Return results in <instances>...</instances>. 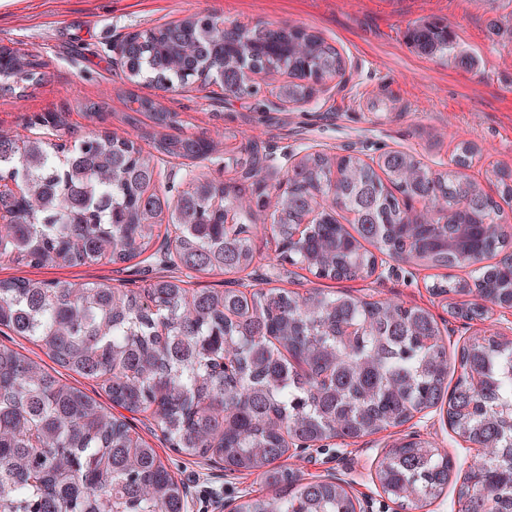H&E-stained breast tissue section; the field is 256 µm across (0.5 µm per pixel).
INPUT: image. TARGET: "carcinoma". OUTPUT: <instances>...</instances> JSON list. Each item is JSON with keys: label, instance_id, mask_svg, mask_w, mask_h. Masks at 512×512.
I'll return each mask as SVG.
<instances>
[{"label": "carcinoma", "instance_id": "obj_1", "mask_svg": "<svg viewBox=\"0 0 512 512\" xmlns=\"http://www.w3.org/2000/svg\"><path fill=\"white\" fill-rule=\"evenodd\" d=\"M415 51L448 54V23L422 21L407 31ZM121 65L137 78L147 68L186 85L204 71L224 93L251 97L248 73L284 72L278 97L299 103L314 86L343 76L338 51L304 28L255 29L212 15L127 34ZM32 54L0 46V78L37 81ZM127 124L148 112L166 126L174 116L147 98L131 99ZM164 156L195 160L214 151L205 138L155 141ZM481 154L459 142L446 170L404 151H386L372 167L354 154L308 153L288 167V193H272L266 155L255 141L236 166L252 181L199 179L171 209L170 268L236 275L255 261L254 238L269 230L282 261L318 278L356 279L381 253L432 267L469 268L481 299L457 315L481 316L486 304L512 299V258L484 261L507 245L501 203H512V172L496 171L498 197L466 171ZM0 176L24 182L21 197L0 198V261L16 266L124 263L146 252L155 218L169 201L153 191L160 171L129 136L90 133L67 147L65 165L20 131L0 134ZM423 202L420 211L409 209ZM273 207L270 225L256 215ZM315 223L298 241L295 225ZM354 215V232L337 212ZM160 276L136 289L25 277L0 279V329L37 346L57 366L97 382L112 404L151 412L165 441L190 457H216L231 471L258 473L269 493L249 496L239 512H354L353 496L329 481L298 483L281 463L286 439L316 445L396 426L448 400L468 440L490 449L464 478L466 512H512V436L501 421L512 409V346L476 337L460 355L448 390V359L433 315L421 307L367 301L316 289H192ZM482 376L476 386L467 372ZM452 464L427 441L390 450L380 465L384 493L402 509L440 495ZM0 512H186L183 490L157 450L54 368L0 346Z\"/></svg>", "mask_w": 512, "mask_h": 512}]
</instances>
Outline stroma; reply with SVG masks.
<instances>
[{"label": "stroma", "instance_id": "35a3bbf8", "mask_svg": "<svg viewBox=\"0 0 512 512\" xmlns=\"http://www.w3.org/2000/svg\"><path fill=\"white\" fill-rule=\"evenodd\" d=\"M208 13L249 27L310 29L340 52L345 74L297 105L277 97L287 80L282 73L256 76L260 93L243 99L225 95L215 84L167 89L149 74L127 78L116 53L126 33ZM431 19L447 21L454 31L452 55L428 58L408 43V28ZM1 44L38 54L42 79L24 89L0 82V134L47 132L52 142L69 145L93 130L123 136L130 131L122 120L128 100L140 96L175 113L174 134L213 141L210 158L159 161L156 188L171 200L196 177L238 182L236 160L249 139L270 154L271 186L283 181L290 156L315 150L354 152L367 160L401 150L437 170L448 163L456 144L467 140L483 151L471 174L491 194L497 191L495 168L512 169V0H0ZM461 54L473 57L476 68L461 67ZM92 103L98 111L89 118L85 107ZM255 245L256 259L244 283L301 294L343 292L429 310L447 348L449 382L461 374L458 353L471 337L488 329L512 332L510 311L496 307L484 319L460 318L449 313L447 298L432 294L431 285L446 274L469 279L468 269L449 272L387 257L384 279H321L299 265L272 263V235H258ZM164 273L158 258L146 253L125 263L76 267L0 262V279L106 281L117 288H136ZM132 427L184 486L188 512H225L226 505L263 488L257 474L175 453L150 414L139 415ZM413 433L454 464L447 488L419 512H459L462 478L478 452L463 446L439 406L370 435L328 440L291 455L286 464L303 483L340 479L358 500L370 502L373 512H403L383 494L376 472L385 450Z\"/></svg>", "mask_w": 512, "mask_h": 512}]
</instances>
